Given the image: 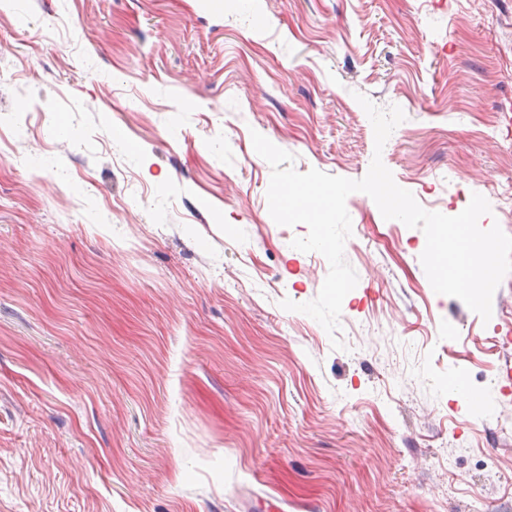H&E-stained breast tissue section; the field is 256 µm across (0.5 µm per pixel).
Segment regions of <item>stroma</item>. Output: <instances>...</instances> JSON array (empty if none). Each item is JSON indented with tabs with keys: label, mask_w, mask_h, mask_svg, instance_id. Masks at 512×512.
Returning a JSON list of instances; mask_svg holds the SVG:
<instances>
[{
	"label": "stroma",
	"mask_w": 512,
	"mask_h": 512,
	"mask_svg": "<svg viewBox=\"0 0 512 512\" xmlns=\"http://www.w3.org/2000/svg\"><path fill=\"white\" fill-rule=\"evenodd\" d=\"M359 93L398 186L512 236V0H0V512H512V293H435L355 192L336 336L280 306L329 264L251 134L362 178Z\"/></svg>",
	"instance_id": "1"
}]
</instances>
